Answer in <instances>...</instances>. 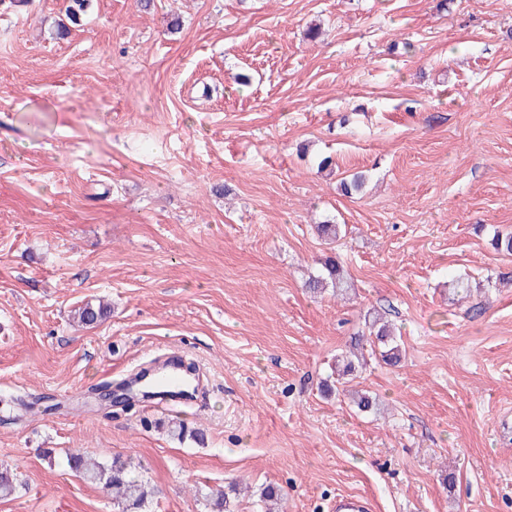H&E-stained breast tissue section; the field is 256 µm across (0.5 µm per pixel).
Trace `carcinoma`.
Segmentation results:
<instances>
[{
  "mask_svg": "<svg viewBox=\"0 0 512 512\" xmlns=\"http://www.w3.org/2000/svg\"><path fill=\"white\" fill-rule=\"evenodd\" d=\"M92 0H67L65 7L66 20L59 23L56 36L69 34L71 28L79 27L87 15ZM321 268L306 282V288L312 293H320L328 286L342 292L350 287L340 262L334 257L320 260ZM110 314L107 304L98 301H87L74 310V318L85 326H93L101 322ZM370 332L375 335L378 355L386 364H396L401 359L402 349L383 321L375 316L368 322ZM364 335L352 338L354 346L349 354L336 358V374L343 379L356 371L355 361L362 358L360 346L364 345ZM65 466L68 470L77 473L85 482L101 485L112 492L114 504L118 512H142L146 503L144 480L135 473L136 467L128 461L115 457L111 462L88 461L80 454L68 453L65 456ZM20 483L17 473L6 465H0V498H8L17 493Z\"/></svg>",
  "mask_w": 512,
  "mask_h": 512,
  "instance_id": "carcinoma-1",
  "label": "carcinoma"
}]
</instances>
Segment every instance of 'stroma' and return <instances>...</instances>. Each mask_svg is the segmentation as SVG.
<instances>
[{
    "mask_svg": "<svg viewBox=\"0 0 512 512\" xmlns=\"http://www.w3.org/2000/svg\"><path fill=\"white\" fill-rule=\"evenodd\" d=\"M65 6L0 5V512H115L44 448L139 464L145 512H512V0H94L51 39ZM370 312L376 414L320 391ZM175 352L195 400H95ZM319 260L321 268L317 274L309 278L305 285L310 292L321 293L329 285L336 288V292L346 291L347 288H350L344 269L336 257H326ZM110 314L109 307L104 302L98 300L86 301L74 310V318L85 326H93L101 322ZM368 327L370 335L372 333L375 335V341H371L375 348L374 350L372 349L375 355H377L375 346L377 342V347L379 348L378 355L381 361L390 365L398 363L401 359L402 349L397 341V337L392 334L388 325L384 323L383 318L375 316L371 321L368 319Z\"/></svg>",
    "mask_w": 512,
    "mask_h": 512,
    "instance_id": "1",
    "label": "stroma"
}]
</instances>
